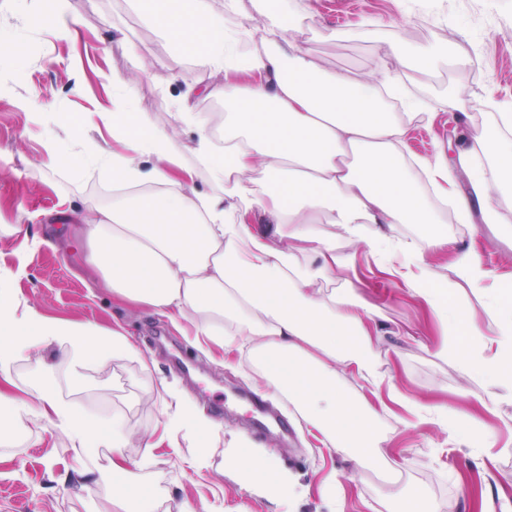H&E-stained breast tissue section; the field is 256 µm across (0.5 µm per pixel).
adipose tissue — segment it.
Segmentation results:
<instances>
[{"label":"adipose tissue","mask_w":512,"mask_h":512,"mask_svg":"<svg viewBox=\"0 0 512 512\" xmlns=\"http://www.w3.org/2000/svg\"><path fill=\"white\" fill-rule=\"evenodd\" d=\"M192 3L184 15L143 0L177 48L195 53L200 66L223 71L224 138L216 140L204 117L178 113L197 131L194 146L183 152L172 134L133 111L128 79L113 75L117 148L91 161L111 168L117 202L84 223L93 287L187 320L198 344L226 351L251 344L274 392L331 447L373 466L377 423L392 405L419 425L448 409L399 390L381 359L375 306L349 281H336V272L352 265L339 242L362 243L381 254L391 285L406 288L438 325L440 356L485 382L481 404L512 401V293L501 276L485 268L476 245L457 247L433 235L421 246L391 233L397 224L434 223L418 188L422 177L435 180V193H448L446 159L403 153L413 122L432 121L433 113L409 99L402 111H389L387 96L396 89L389 75L366 79L320 65L295 44L294 26L268 13L267 0L255 6L269 23L255 51L236 63L238 44L251 29L225 27L209 0ZM475 139L488 165L476 171L473 198L457 199L456 207L464 214L478 200L486 223L511 239L512 225L501 223L499 208L505 185H512V113H493ZM200 169L208 172L211 191L192 188ZM257 212L270 217L267 227L251 224ZM431 249L447 251L453 280L437 283ZM458 281L483 296L481 310L450 301ZM53 348L64 351L77 376L91 357L127 353L132 345L119 330L21 306L11 275L1 272L0 370L23 355L34 356L35 367L23 395L0 385V408L66 435L79 457L111 449L114 503L145 500L140 486L123 480L129 433L96 420L76 424L54 365L42 357ZM347 375L361 381L360 390L343 385ZM185 430L221 435L212 420L180 401L166 412L163 435Z\"/></svg>","instance_id":"obj_1"}]
</instances>
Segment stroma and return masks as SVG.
Here are the masks:
<instances>
[{"label": "stroma", "mask_w": 512, "mask_h": 512, "mask_svg": "<svg viewBox=\"0 0 512 512\" xmlns=\"http://www.w3.org/2000/svg\"><path fill=\"white\" fill-rule=\"evenodd\" d=\"M271 6L292 13L298 46L324 67L389 72L423 111L435 113L433 124L414 126L406 153L476 152L472 134L488 111L512 113V0H272ZM42 7L43 0H28L23 10L15 0H0V42L20 46L19 57L0 69V272L13 274L18 299L41 314L105 328L119 323L134 345L131 353L92 360L77 380L58 367L76 421L117 422L131 432L126 479L149 493L151 512H180L187 500L199 512H390L376 470L350 453L329 451L291 405L274 396L247 351L208 355L166 316L88 287L79 219L113 201L105 192L111 169L89 162L90 155L111 152L112 131L99 122L86 125L84 115L111 111L109 78L122 74L130 79L135 111L187 149L196 129L176 121V113L204 112L208 125L223 126L224 76L177 53L136 0H67L79 21L67 39L31 23L30 13ZM132 44L137 54L129 53ZM427 47L440 57L430 69L409 59ZM472 55L482 61V79L464 64ZM452 91L462 92L461 108L443 107ZM34 99L48 109L46 120L33 118L28 104ZM53 143L66 157L64 166L49 163ZM63 199L69 212L62 218L57 205ZM431 204L432 233L460 246L477 240L488 268L512 272V239L483 222L479 205L464 217L439 199ZM342 249L355 257L348 277L357 293L381 310L386 370L409 397L447 406L470 434L459 445L449 441L444 420L413 427L385 416L378 424L386 437L382 456L436 512H472L473 496L485 487L512 499V451L492 459L482 452L488 441H512V402L485 409L479 386L438 358L439 329L419 303L389 285L365 245ZM257 395L287 420L288 434L253 436ZM180 399L206 414L223 407L220 441L162 439L164 411ZM145 438L150 447H142ZM242 451L253 452L259 467L287 475V497L257 496L241 486L236 455ZM80 468L70 440L52 430L42 431L33 446L0 448V512H114L111 481L80 476ZM331 472L337 479L332 498L322 491Z\"/></svg>", "instance_id": "35a3bbf8"}]
</instances>
